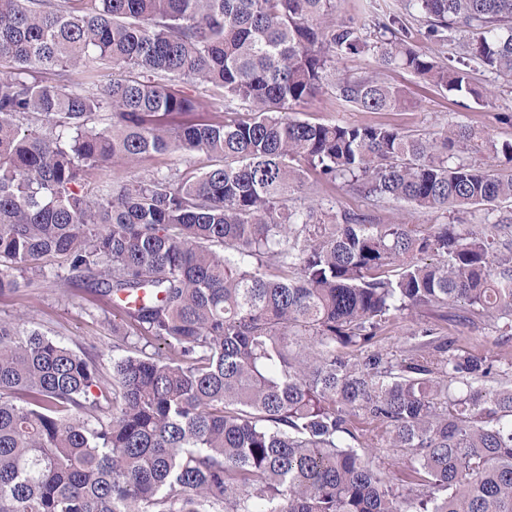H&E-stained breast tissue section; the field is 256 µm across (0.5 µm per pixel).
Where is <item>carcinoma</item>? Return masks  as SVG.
Listing matches in <instances>:
<instances>
[{"instance_id":"obj_1","label":"carcinoma","mask_w":512,"mask_h":512,"mask_svg":"<svg viewBox=\"0 0 512 512\" xmlns=\"http://www.w3.org/2000/svg\"><path fill=\"white\" fill-rule=\"evenodd\" d=\"M91 2L0 0V296L50 277L117 306L109 367L92 345L0 319V512H512V385L478 387L492 363L446 352L428 326L408 359L344 354L423 307L462 303L512 330V251L481 224L290 205L310 171L378 206L511 203L512 172L460 158L512 160L488 130L290 112L348 55L376 74L334 82L347 106L403 108L379 76L390 69L483 100L468 62L512 77V0H404L436 45L466 28L456 66L394 14L369 40L334 0ZM100 63L117 71L103 95L76 90L70 72ZM175 79L219 102L203 108ZM107 111L110 126L88 125ZM168 152L220 163L86 188L91 168ZM379 444L405 452L414 496L359 452ZM172 83L175 89L181 90L184 94L197 98L198 100L206 103L213 102L214 98L218 97L217 93L214 92L210 85L200 83L198 81L191 82L175 80Z\"/></svg>"}]
</instances>
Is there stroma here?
<instances>
[{"label": "stroma", "instance_id": "stroma-1", "mask_svg": "<svg viewBox=\"0 0 512 512\" xmlns=\"http://www.w3.org/2000/svg\"><path fill=\"white\" fill-rule=\"evenodd\" d=\"M336 16L342 20L370 23L375 7L398 15L401 25L410 29L424 52L438 61L453 64L459 58L457 40H449L437 48L426 40L423 32L426 19L415 10L405 9L403 0H335ZM385 80L400 87L409 100L406 108L393 112H363L339 103L332 91L326 90L298 106L299 119L312 122L344 124H385L407 133H432L457 123L490 130L499 141H512V77H499L485 68L473 70L476 86L490 89L488 104L443 92L413 74L403 70L385 72ZM211 160L202 153L153 154L129 165L117 162L105 168L90 170L87 186L91 192L107 191L130 181H141L159 174L185 177L202 171ZM308 196L335 201L338 209L370 215L380 224L407 222L410 224H479L485 220L481 208L462 209L451 213H421L401 202L373 208L369 200L349 190L344 184H313ZM449 319H439L436 309L425 308L411 315L394 319L374 349L388 356L407 355L419 324L432 326L439 335L452 337L460 352L486 357L494 364L492 381L512 380V332H503L496 322L488 319H464V307H449ZM22 317L41 331L68 345L91 343L104 362L112 360V305L95 295L81 292L62 297L51 282L14 297L0 298V318Z\"/></svg>", "mask_w": 512, "mask_h": 512}]
</instances>
